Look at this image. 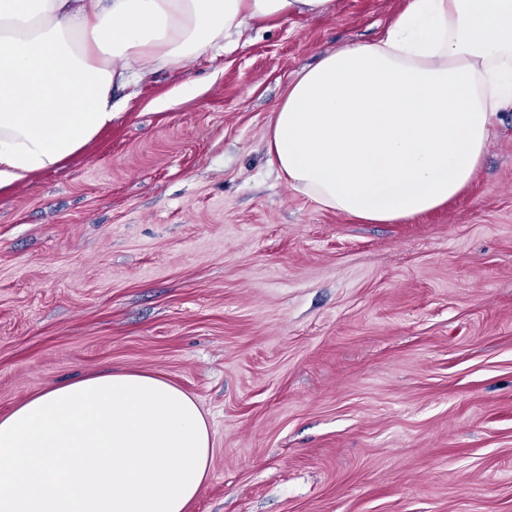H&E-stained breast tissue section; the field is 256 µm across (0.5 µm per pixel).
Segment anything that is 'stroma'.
<instances>
[{
    "instance_id": "stroma-1",
    "label": "stroma",
    "mask_w": 512,
    "mask_h": 512,
    "mask_svg": "<svg viewBox=\"0 0 512 512\" xmlns=\"http://www.w3.org/2000/svg\"><path fill=\"white\" fill-rule=\"evenodd\" d=\"M403 4L248 25L0 196V415L155 371L212 432L188 512H512V108L469 187L403 224L324 210L268 159L289 84Z\"/></svg>"
}]
</instances>
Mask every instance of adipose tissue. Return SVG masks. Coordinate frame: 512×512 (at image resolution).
Masks as SVG:
<instances>
[{
    "instance_id": "adipose-tissue-1",
    "label": "adipose tissue",
    "mask_w": 512,
    "mask_h": 512,
    "mask_svg": "<svg viewBox=\"0 0 512 512\" xmlns=\"http://www.w3.org/2000/svg\"><path fill=\"white\" fill-rule=\"evenodd\" d=\"M336 0H0V195L80 154L116 94ZM512 105V0H406L369 44L292 81L266 134L296 192L372 224L471 182ZM194 397L153 372L66 380L0 416V512H187L212 476Z\"/></svg>"
}]
</instances>
